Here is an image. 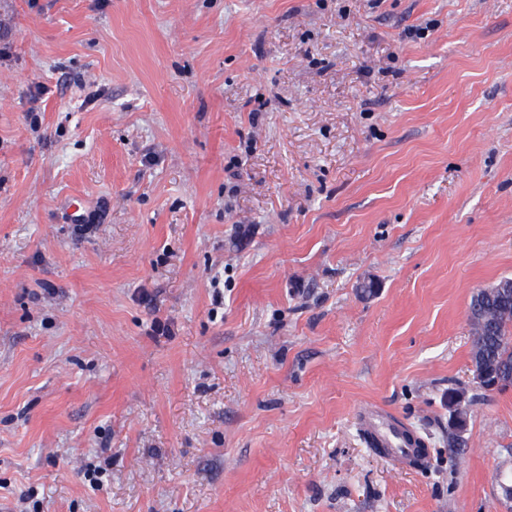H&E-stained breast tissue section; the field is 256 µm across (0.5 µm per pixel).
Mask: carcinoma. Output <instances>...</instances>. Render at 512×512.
I'll use <instances>...</instances> for the list:
<instances>
[{
    "label": "carcinoma",
    "instance_id": "1",
    "mask_svg": "<svg viewBox=\"0 0 512 512\" xmlns=\"http://www.w3.org/2000/svg\"><path fill=\"white\" fill-rule=\"evenodd\" d=\"M473 372L491 367L490 379L503 378L501 388L512 385V299L503 301L494 288L482 293L479 309L470 318Z\"/></svg>",
    "mask_w": 512,
    "mask_h": 512
}]
</instances>
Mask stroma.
I'll use <instances>...</instances> for the list:
<instances>
[{"instance_id":"stroma-1","label":"stroma","mask_w":512,"mask_h":512,"mask_svg":"<svg viewBox=\"0 0 512 512\" xmlns=\"http://www.w3.org/2000/svg\"><path fill=\"white\" fill-rule=\"evenodd\" d=\"M505 276L512 0H0V512H504ZM479 309L470 318L471 363L474 377L482 364H489V378L506 380L500 389L512 385V299L503 301L496 288H483ZM359 426L364 438L371 445L380 447V452L401 463L420 462L426 456V448H417V445L407 438L409 429L376 409L361 410Z\"/></svg>"}]
</instances>
